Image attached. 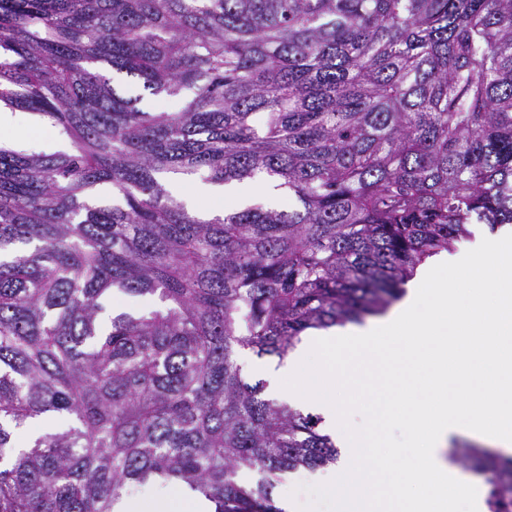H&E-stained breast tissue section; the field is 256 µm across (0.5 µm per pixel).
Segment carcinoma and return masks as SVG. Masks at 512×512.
<instances>
[{"mask_svg":"<svg viewBox=\"0 0 512 512\" xmlns=\"http://www.w3.org/2000/svg\"><path fill=\"white\" fill-rule=\"evenodd\" d=\"M110 72L192 96L146 111ZM1 99L71 150L0 148V512H115L169 482L281 512L283 476L338 450L239 350L282 360L381 315L468 225L512 224V0H0ZM195 173L297 207L204 221L164 184ZM100 184L114 202H88ZM116 295L160 306L102 319ZM454 454L512 512V457Z\"/></svg>","mask_w":512,"mask_h":512,"instance_id":"obj_1","label":"carcinoma"}]
</instances>
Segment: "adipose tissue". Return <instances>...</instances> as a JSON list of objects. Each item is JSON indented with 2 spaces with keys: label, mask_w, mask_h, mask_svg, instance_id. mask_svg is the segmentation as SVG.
I'll return each instance as SVG.
<instances>
[{
  "label": "adipose tissue",
  "mask_w": 512,
  "mask_h": 512,
  "mask_svg": "<svg viewBox=\"0 0 512 512\" xmlns=\"http://www.w3.org/2000/svg\"><path fill=\"white\" fill-rule=\"evenodd\" d=\"M169 191L180 199L187 212L199 217L211 219L224 213V202L230 201L243 207L250 203L253 194L265 196L268 204L277 205L281 196L275 181L268 180L260 184H187L180 179L171 180ZM129 512H211L208 501L190 496L184 487L176 486L167 490L158 498L135 504Z\"/></svg>",
  "instance_id": "obj_1"
}]
</instances>
